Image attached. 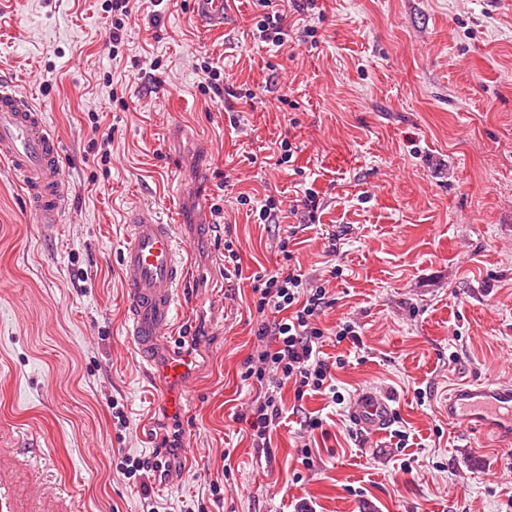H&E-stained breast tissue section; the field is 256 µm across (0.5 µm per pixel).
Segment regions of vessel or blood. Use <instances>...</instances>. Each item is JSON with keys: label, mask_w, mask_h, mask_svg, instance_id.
Returning <instances> with one entry per match:
<instances>
[{"label": "vessel or blood", "mask_w": 512, "mask_h": 512, "mask_svg": "<svg viewBox=\"0 0 512 512\" xmlns=\"http://www.w3.org/2000/svg\"><path fill=\"white\" fill-rule=\"evenodd\" d=\"M196 15L220 28L224 0H193ZM62 145L50 130L44 109L0 79V162L27 191L36 223H61L65 183ZM120 253L127 286V334L141 358L154 366L160 400L169 414L183 415L192 356L174 344L176 295L188 271L177 259L175 227L160 223L147 207L131 211ZM448 417L480 432L496 430L512 439V382L459 386L448 396ZM356 425L378 433L388 427L391 409L381 397L360 393ZM41 448L0 445V512H74L75 494L45 475Z\"/></svg>", "instance_id": "obj_1"}]
</instances>
